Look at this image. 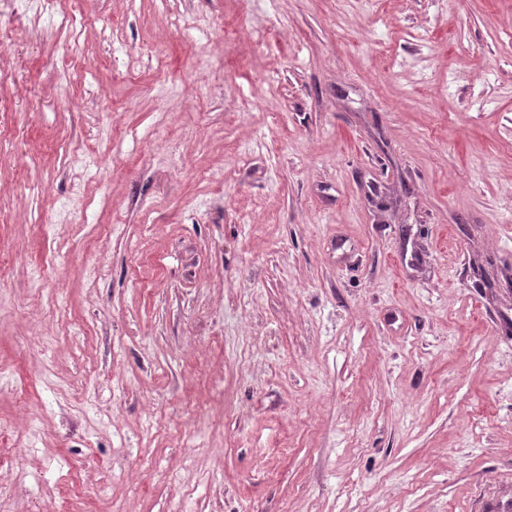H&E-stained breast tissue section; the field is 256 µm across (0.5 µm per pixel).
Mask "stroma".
Returning <instances> with one entry per match:
<instances>
[{"label":"stroma","mask_w":512,"mask_h":512,"mask_svg":"<svg viewBox=\"0 0 512 512\" xmlns=\"http://www.w3.org/2000/svg\"><path fill=\"white\" fill-rule=\"evenodd\" d=\"M0 0V512H512V0Z\"/></svg>","instance_id":"obj_1"}]
</instances>
